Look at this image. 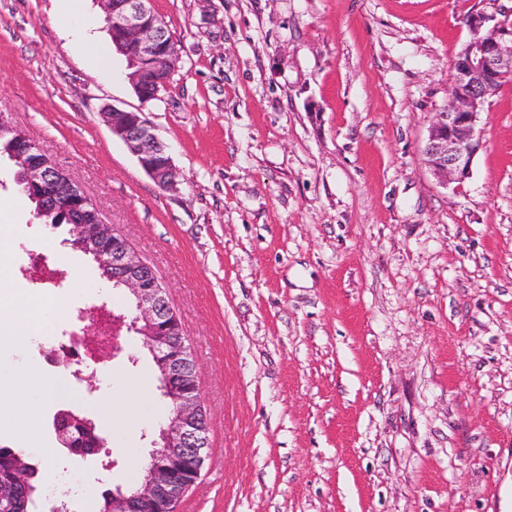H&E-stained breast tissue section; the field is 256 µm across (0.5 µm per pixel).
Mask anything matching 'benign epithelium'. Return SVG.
Listing matches in <instances>:
<instances>
[{
    "instance_id": "7a95c632",
    "label": "benign epithelium",
    "mask_w": 512,
    "mask_h": 512,
    "mask_svg": "<svg viewBox=\"0 0 512 512\" xmlns=\"http://www.w3.org/2000/svg\"><path fill=\"white\" fill-rule=\"evenodd\" d=\"M112 34V46L126 56L136 93L146 99L156 73L172 65L164 44L166 28L151 8V0H99ZM471 38L452 64L448 102L428 128L423 161L440 184L462 185L470 178L474 157L482 147L481 114L499 84L512 77V26L483 11L466 20ZM112 135L120 139L141 169L162 189L177 185V172L167 146L140 111L115 107L103 112ZM12 161L27 186L43 194L46 208L64 204L75 212L71 233L75 245L97 255L112 268V281L126 290L132 307L111 310L107 304L83 312L88 324L79 341L97 363L126 351V338L135 335L156 366L169 414L150 441L147 461L133 479L134 492L121 487L111 493L112 512H174L176 502L197 482L208 448L209 423L203 405L196 363L186 344L181 320L170 305L167 289L130 242L112 231L92 201L68 174L42 153L35 141L20 140ZM85 431L88 448L80 450L61 424ZM52 429L66 453L90 462L108 442V435L85 410L75 415L57 412Z\"/></svg>"
}]
</instances>
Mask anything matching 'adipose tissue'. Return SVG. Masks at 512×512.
I'll list each match as a JSON object with an SVG mask.
<instances>
[{
    "mask_svg": "<svg viewBox=\"0 0 512 512\" xmlns=\"http://www.w3.org/2000/svg\"><path fill=\"white\" fill-rule=\"evenodd\" d=\"M62 26L72 44L96 65H104L107 55L104 47L91 36L84 23L82 0H67L61 14ZM68 311L66 297H54L42 305L38 314L24 312L17 305L11 289H0V352H11L29 345L39 336L43 321L63 318ZM16 382L13 413L0 418V424L9 430L15 443L26 448L43 447V427L37 413L40 403L55 400L61 393L60 381L20 366L0 362V378Z\"/></svg>",
    "mask_w": 512,
    "mask_h": 512,
    "instance_id": "1",
    "label": "adipose tissue"
}]
</instances>
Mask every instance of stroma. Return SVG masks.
Here are the masks:
<instances>
[{
	"label": "stroma",
	"mask_w": 512,
	"mask_h": 512,
	"mask_svg": "<svg viewBox=\"0 0 512 512\" xmlns=\"http://www.w3.org/2000/svg\"><path fill=\"white\" fill-rule=\"evenodd\" d=\"M177 44L169 85L145 102L126 61L103 77L72 48L60 0H0V114L25 129L167 288L210 419L197 483L177 512H512V82L482 116L461 188L421 150L446 104L466 15L501 0H152ZM139 110L179 174L160 189L101 113ZM0 161V232L44 253L61 287L20 267L19 297L123 306L90 258L38 224ZM81 259L85 287L73 283ZM7 354L43 370L46 336ZM146 420L70 402L112 436L91 468L29 454L48 482L72 469L75 512L145 462L168 406L139 339Z\"/></svg>",
	"instance_id": "35a3bbf8"
}]
</instances>
